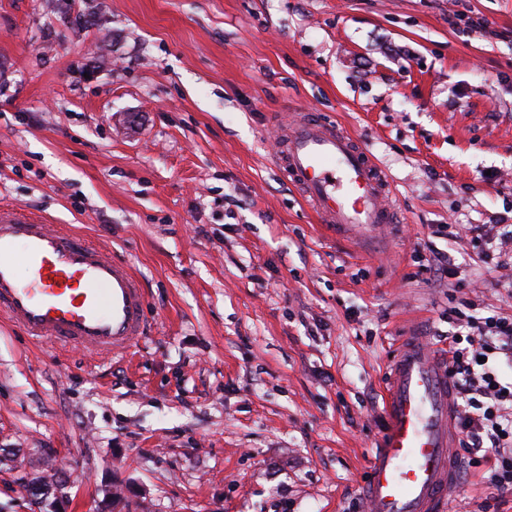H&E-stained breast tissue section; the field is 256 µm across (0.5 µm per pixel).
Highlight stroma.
Segmentation results:
<instances>
[{
	"instance_id": "stroma-1",
	"label": "stroma",
	"mask_w": 512,
	"mask_h": 512,
	"mask_svg": "<svg viewBox=\"0 0 512 512\" xmlns=\"http://www.w3.org/2000/svg\"><path fill=\"white\" fill-rule=\"evenodd\" d=\"M299 112L400 223H318L272 164ZM1 205L128 262L152 329L96 359L0 318V512L36 471L60 512H361L404 336L512 316V272L441 232L512 210V0H0ZM457 460L449 512H512Z\"/></svg>"
}]
</instances>
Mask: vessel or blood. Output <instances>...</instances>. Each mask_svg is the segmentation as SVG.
<instances>
[{"mask_svg": "<svg viewBox=\"0 0 512 512\" xmlns=\"http://www.w3.org/2000/svg\"><path fill=\"white\" fill-rule=\"evenodd\" d=\"M273 163L319 221L369 231L395 224L391 185L364 145L303 112L281 125ZM0 314L28 336L98 357L146 336V297L124 261L44 217L0 207ZM388 426L366 485L369 512H437L454 482L444 359L409 335L392 365Z\"/></svg>", "mask_w": 512, "mask_h": 512, "instance_id": "1", "label": "vessel or blood"}]
</instances>
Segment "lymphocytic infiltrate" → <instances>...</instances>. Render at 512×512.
<instances>
[{
    "label": "lymphocytic infiltrate",
    "instance_id": "f902f5d3",
    "mask_svg": "<svg viewBox=\"0 0 512 512\" xmlns=\"http://www.w3.org/2000/svg\"><path fill=\"white\" fill-rule=\"evenodd\" d=\"M466 333L448 338L444 355L455 389L456 424L465 436L467 454L490 446L486 456L490 485L512 489V381H502L491 362L512 357V317L466 321Z\"/></svg>",
    "mask_w": 512,
    "mask_h": 512
}]
</instances>
